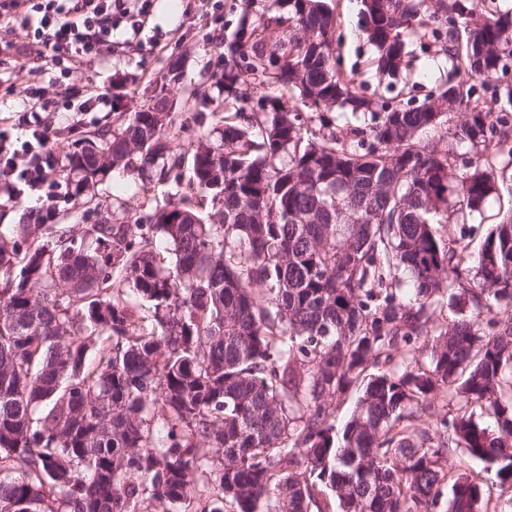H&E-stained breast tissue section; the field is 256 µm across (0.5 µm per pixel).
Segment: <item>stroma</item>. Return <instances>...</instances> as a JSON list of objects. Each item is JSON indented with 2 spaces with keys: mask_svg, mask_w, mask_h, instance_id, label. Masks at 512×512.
Wrapping results in <instances>:
<instances>
[{
  "mask_svg": "<svg viewBox=\"0 0 512 512\" xmlns=\"http://www.w3.org/2000/svg\"><path fill=\"white\" fill-rule=\"evenodd\" d=\"M161 2L146 0L141 5L132 0L131 10L144 12L140 31L132 32L129 22L118 20L111 53L68 73L59 85L47 87L48 110L63 111L70 93L90 85L118 91L117 111L104 109L86 114L87 131L93 134L113 126L118 112L130 114L147 103L148 83H162L181 113V126L171 132L173 143H186L200 134L211 133L219 122L215 109L223 94L218 79L224 71L225 46L241 26L244 0H178L177 21L173 24L160 15ZM342 7V24L336 30L342 67L355 70L365 85H377L378 77L368 65L374 49L364 41L358 25L360 0H342ZM413 49L415 57L408 74L416 82L418 93L423 94L440 76L436 61L444 51L441 44L428 38L415 43ZM176 56L182 62L180 79L165 82L168 62ZM190 87L200 88L203 97L187 105L183 102V91ZM186 187L183 177L172 176L145 186L133 176L116 173L84 192V204H75L73 197L67 196L58 199L55 210L64 223L88 225L97 218L96 204L111 205L115 212L131 216L167 203L185 192Z\"/></svg>",
  "mask_w": 512,
  "mask_h": 512,
  "instance_id": "stroma-1",
  "label": "stroma"
}]
</instances>
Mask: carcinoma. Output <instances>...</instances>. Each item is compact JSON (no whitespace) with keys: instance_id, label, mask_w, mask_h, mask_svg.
<instances>
[{"instance_id":"carcinoma-1","label":"carcinoma","mask_w":512,"mask_h":512,"mask_svg":"<svg viewBox=\"0 0 512 512\" xmlns=\"http://www.w3.org/2000/svg\"><path fill=\"white\" fill-rule=\"evenodd\" d=\"M362 4L384 77L413 38L447 45L420 103L360 92L327 0H265L228 46L219 137L173 146L158 96L67 156L79 195L117 167L187 166L189 192L0 235V512H512V206L475 258L435 229L512 168V6ZM444 124L445 147L418 137Z\"/></svg>"}]
</instances>
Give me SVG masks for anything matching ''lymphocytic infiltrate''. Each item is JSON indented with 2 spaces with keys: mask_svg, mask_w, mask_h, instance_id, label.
I'll list each match as a JSON object with an SVG mask.
<instances>
[{
  "mask_svg": "<svg viewBox=\"0 0 512 512\" xmlns=\"http://www.w3.org/2000/svg\"><path fill=\"white\" fill-rule=\"evenodd\" d=\"M124 0H0V23L14 40L0 46V74L25 71L39 77L68 74L92 62L112 44V10ZM106 92L86 87L71 95L66 112L46 114L42 87H32L20 125L28 137L12 139L0 130V181L13 185V198L25 191L60 192L66 165L50 143L79 129L81 114L107 105Z\"/></svg>",
  "mask_w": 512,
  "mask_h": 512,
  "instance_id": "1",
  "label": "lymphocytic infiltrate"
}]
</instances>
